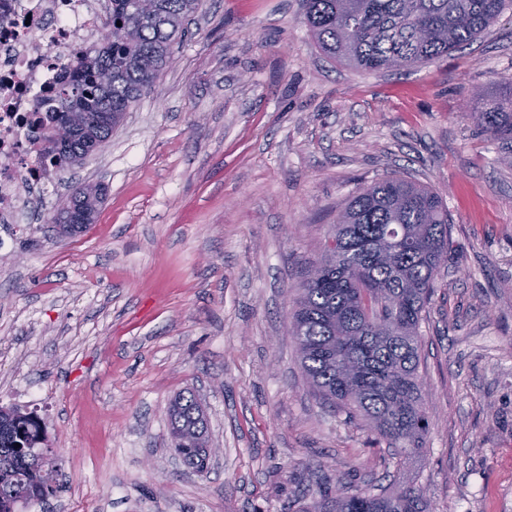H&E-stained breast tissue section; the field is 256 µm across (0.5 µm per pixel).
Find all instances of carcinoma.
Wrapping results in <instances>:
<instances>
[{
	"mask_svg": "<svg viewBox=\"0 0 512 512\" xmlns=\"http://www.w3.org/2000/svg\"><path fill=\"white\" fill-rule=\"evenodd\" d=\"M315 44L328 59L362 71L399 70L441 58L472 42L512 0H303ZM200 0H112L106 43L76 59L51 87L54 106L39 120L51 151L41 162L66 170L76 164L90 131L110 132L148 91L171 57ZM482 89L473 110L477 125L507 142L512 164V81L488 99ZM99 186L76 189L54 211L62 235L83 231L72 212L92 216L102 203ZM317 260L316 280L296 289L289 328L297 329L300 363L315 394L352 416L409 459L429 431L420 388L418 328L430 303L435 276L451 246L448 208L432 189L403 176L376 181L351 196L330 226ZM170 434L208 435L193 394L168 409ZM38 416L0 407V512L42 503L53 495L59 470L50 458ZM181 456L202 469L205 451ZM314 512H429L412 486L345 489L325 497Z\"/></svg>",
	"mask_w": 512,
	"mask_h": 512,
	"instance_id": "carcinoma-1",
	"label": "carcinoma"
}]
</instances>
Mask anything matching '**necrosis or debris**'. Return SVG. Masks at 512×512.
<instances>
[{"instance_id": "4bbe7bcc", "label": "necrosis or debris", "mask_w": 512, "mask_h": 512, "mask_svg": "<svg viewBox=\"0 0 512 512\" xmlns=\"http://www.w3.org/2000/svg\"><path fill=\"white\" fill-rule=\"evenodd\" d=\"M102 29L101 0H0V223L17 221L20 183L45 184L31 145L39 104Z\"/></svg>"}]
</instances>
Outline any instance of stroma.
<instances>
[{
    "label": "stroma",
    "instance_id": "stroma-1",
    "mask_svg": "<svg viewBox=\"0 0 512 512\" xmlns=\"http://www.w3.org/2000/svg\"><path fill=\"white\" fill-rule=\"evenodd\" d=\"M511 79V9L396 73L325 58L302 0H202L106 148L0 227V406L36 412L67 476L27 512H306L341 482L512 512V166L463 116ZM392 175L453 219L419 329L429 432L399 465L315 395L286 318L338 209ZM84 184L95 221L58 236ZM188 389L220 450L201 473L168 431ZM80 188L76 189L72 195L54 211L57 221L56 227L62 235L73 236L81 233L86 228L74 226L76 224H68L73 211L81 210L93 217L98 206L103 201L104 189L100 186Z\"/></svg>",
    "mask_w": 512,
    "mask_h": 512
}]
</instances>
